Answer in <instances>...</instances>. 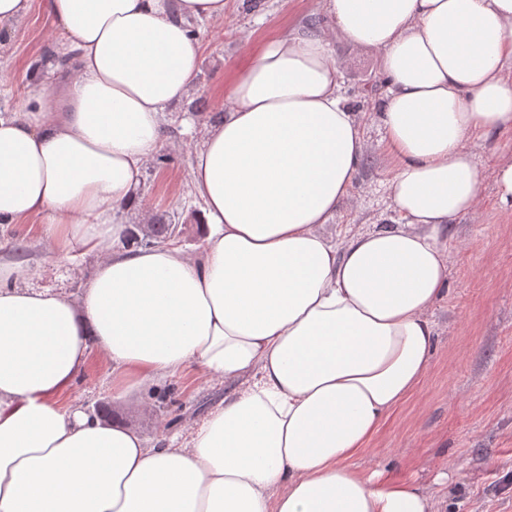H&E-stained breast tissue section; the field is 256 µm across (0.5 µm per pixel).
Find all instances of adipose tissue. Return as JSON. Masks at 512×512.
Here are the masks:
<instances>
[{
	"label": "adipose tissue",
	"instance_id": "obj_1",
	"mask_svg": "<svg viewBox=\"0 0 512 512\" xmlns=\"http://www.w3.org/2000/svg\"><path fill=\"white\" fill-rule=\"evenodd\" d=\"M72 58L0 113V224L92 255L78 298L0 247V512H438L348 461L423 380L448 229L478 204L474 142L512 131V0H317L327 28L267 38L190 163L199 256L127 245L141 179L190 94V20L224 0H40ZM379 50L372 118L394 223L325 235L366 150L331 35ZM98 347L147 382L247 377L179 444L66 402Z\"/></svg>",
	"mask_w": 512,
	"mask_h": 512
}]
</instances>
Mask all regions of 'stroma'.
<instances>
[{"mask_svg":"<svg viewBox=\"0 0 512 512\" xmlns=\"http://www.w3.org/2000/svg\"><path fill=\"white\" fill-rule=\"evenodd\" d=\"M315 0H261L251 11L227 0L223 20L190 21L203 46L192 95L170 113V140L143 174L141 224L160 215L180 224L186 251L198 250V206L189 192V160L203 123L225 107L224 87L266 38L315 19ZM64 38L32 5L18 22L0 24V112L13 111L32 76L53 86L45 60L63 54ZM345 74V96L354 111H372L384 88L379 53L334 43ZM367 154L349 197L328 234L342 227L361 231L391 223L383 192L393 162L375 124L364 128ZM512 150V132L490 135L475 147L487 172L479 209L457 218L448 242V296L433 310L435 349L420 388L397 408L371 445L350 460L362 474L381 471L411 479L431 492L440 512H512V221L491 174L497 157ZM39 224L0 225V244L32 241L44 259L36 285L74 297L89 281L94 257L63 258L56 243L39 236ZM113 375L99 350L76 379L71 402L124 423L154 443L187 436L224 401L230 387L192 368L115 397ZM447 472V483L436 481Z\"/></svg>","mask_w":512,"mask_h":512,"instance_id":"stroma-1","label":"stroma"}]
</instances>
